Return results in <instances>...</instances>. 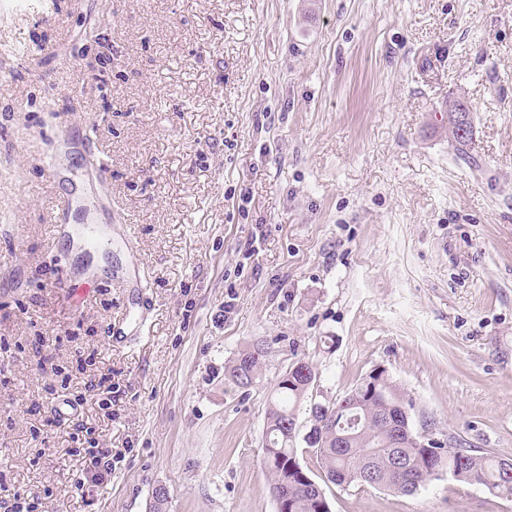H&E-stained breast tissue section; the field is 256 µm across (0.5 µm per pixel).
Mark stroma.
I'll return each mask as SVG.
<instances>
[{
  "label": "stroma",
  "instance_id": "1",
  "mask_svg": "<svg viewBox=\"0 0 512 512\" xmlns=\"http://www.w3.org/2000/svg\"><path fill=\"white\" fill-rule=\"evenodd\" d=\"M1 44L0 486L35 512H276L265 412L300 360L313 401L381 367L414 428L512 458V0H0ZM66 189L79 224L111 200V278L53 238ZM67 398L81 431L50 423ZM325 491L512 512L445 475ZM469 112L466 106L458 100L448 104V113H446L445 119L448 120V130L457 144L465 143L471 135L473 120ZM465 117L466 122H462V118L465 119ZM267 351L262 342L252 343L227 367L226 375L239 388L251 387L262 369Z\"/></svg>",
  "mask_w": 512,
  "mask_h": 512
}]
</instances>
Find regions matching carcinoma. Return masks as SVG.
Returning a JSON list of instances; mask_svg holds the SVG:
<instances>
[{"mask_svg":"<svg viewBox=\"0 0 512 512\" xmlns=\"http://www.w3.org/2000/svg\"><path fill=\"white\" fill-rule=\"evenodd\" d=\"M448 130L462 144L472 131L466 106L448 104ZM267 351L259 341L243 350L227 367L226 375L239 388L252 386ZM316 375L311 364L283 374L265 413L262 472L272 496L283 499L279 512H331L323 487L310 475L301 458L314 457L328 482L340 487H372L401 495H414L441 474L485 488L491 495L512 499V470L504 459L481 448L448 446L434 440L425 447L405 436L393 441L388 416L401 414L403 394L386 371L363 377L333 402L323 404L317 439L299 447L294 429L297 411L308 398ZM352 434L342 443L339 435Z\"/></svg>","mask_w":512,"mask_h":512,"instance_id":"carcinoma-1","label":"carcinoma"}]
</instances>
